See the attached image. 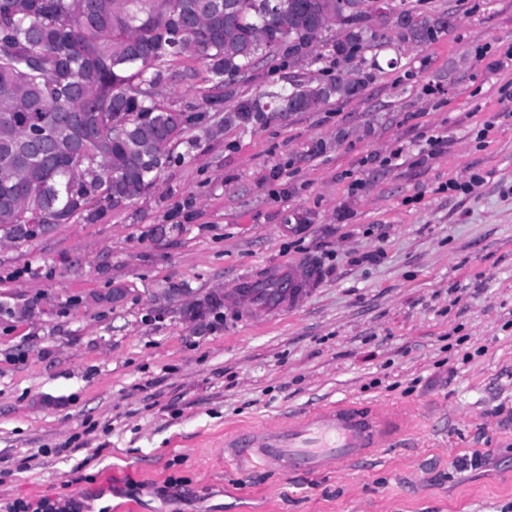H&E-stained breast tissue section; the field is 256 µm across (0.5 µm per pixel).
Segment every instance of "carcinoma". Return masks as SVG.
Masks as SVG:
<instances>
[{
    "instance_id": "carcinoma-1",
    "label": "carcinoma",
    "mask_w": 512,
    "mask_h": 512,
    "mask_svg": "<svg viewBox=\"0 0 512 512\" xmlns=\"http://www.w3.org/2000/svg\"><path fill=\"white\" fill-rule=\"evenodd\" d=\"M0 0V137L16 140L66 127L54 161L19 163L0 145V241L32 240L28 224L50 231L91 206L132 202L149 192L184 142V112L155 98L168 64L203 61L221 87L263 55L285 46L309 53L329 29L325 17L338 0ZM404 40L424 42L448 26L439 18L399 13ZM359 18L340 22L336 41L343 62L371 41ZM361 84L339 69L328 87L296 84L268 101H239L224 123L244 128L288 112H309L333 93L351 97Z\"/></svg>"
}]
</instances>
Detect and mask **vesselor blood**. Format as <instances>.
Instances as JSON below:
<instances>
[{"label":"vessel or blood","mask_w":512,"mask_h":512,"mask_svg":"<svg viewBox=\"0 0 512 512\" xmlns=\"http://www.w3.org/2000/svg\"><path fill=\"white\" fill-rule=\"evenodd\" d=\"M320 281L313 263L292 262L261 276L241 275L236 288L225 291L224 303L247 305L267 314L277 312L302 302ZM397 422V417L382 410L340 403L259 434L239 433L224 455L236 462L312 475L327 466L344 468L371 455L383 446Z\"/></svg>","instance_id":"obj_1"}]
</instances>
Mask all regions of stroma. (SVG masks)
Segmentation results:
<instances>
[{
    "instance_id": "stroma-1",
    "label": "stroma",
    "mask_w": 512,
    "mask_h": 512,
    "mask_svg": "<svg viewBox=\"0 0 512 512\" xmlns=\"http://www.w3.org/2000/svg\"><path fill=\"white\" fill-rule=\"evenodd\" d=\"M409 2L448 29L417 45L372 16L356 96L253 128L220 121L238 99L329 83L342 27L217 89L202 62L173 63L158 101L209 121L155 188L0 246V300L38 306L0 313L1 505L512 512V68L490 67L512 0ZM302 257L322 280L297 307L186 313ZM338 402L411 426L314 476L226 462V433Z\"/></svg>"
}]
</instances>
